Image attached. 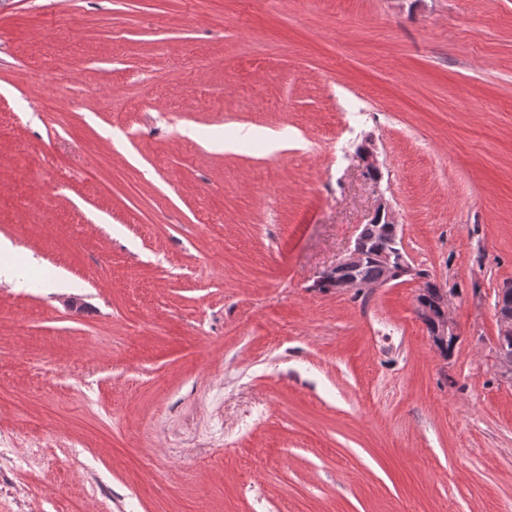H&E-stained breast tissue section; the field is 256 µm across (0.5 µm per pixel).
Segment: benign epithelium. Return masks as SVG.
Returning a JSON list of instances; mask_svg holds the SVG:
<instances>
[{
    "label": "benign epithelium",
    "mask_w": 512,
    "mask_h": 512,
    "mask_svg": "<svg viewBox=\"0 0 512 512\" xmlns=\"http://www.w3.org/2000/svg\"><path fill=\"white\" fill-rule=\"evenodd\" d=\"M393 225L394 235H399V224L397 223L391 207L383 198L379 199L369 224L377 225L381 222ZM364 259L362 236H357L353 248L335 266L325 270L319 280L327 283L328 287L336 289V292L343 294H357L370 288H377L399 280L404 272L410 270V263L406 257L392 249H382L375 255V260L386 269L385 280L370 283L364 280L359 274ZM452 298L443 296L437 311L428 309L417 311L418 318L431 324L434 328V336L446 339L457 335V329L449 317V306Z\"/></svg>",
    "instance_id": "obj_1"
}]
</instances>
